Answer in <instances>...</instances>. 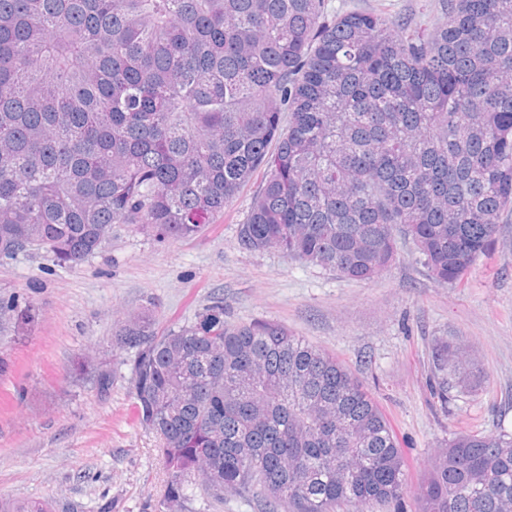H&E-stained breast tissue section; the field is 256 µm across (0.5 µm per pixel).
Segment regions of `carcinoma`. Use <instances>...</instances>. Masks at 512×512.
<instances>
[{
	"instance_id": "obj_1",
	"label": "carcinoma",
	"mask_w": 512,
	"mask_h": 512,
	"mask_svg": "<svg viewBox=\"0 0 512 512\" xmlns=\"http://www.w3.org/2000/svg\"><path fill=\"white\" fill-rule=\"evenodd\" d=\"M262 176L240 229L349 280L414 246L455 283L512 211V0H436L407 22L330 0H0V254L77 265L112 225L198 235ZM21 332L27 303L0 302ZM161 443L163 512L194 487L265 512H512V434L460 429L408 487L385 414L336 355L274 321L112 330ZM460 336L432 348L434 397L474 388ZM3 500L0 512H57Z\"/></svg>"
}]
</instances>
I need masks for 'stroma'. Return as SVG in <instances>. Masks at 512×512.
<instances>
[{
  "mask_svg": "<svg viewBox=\"0 0 512 512\" xmlns=\"http://www.w3.org/2000/svg\"><path fill=\"white\" fill-rule=\"evenodd\" d=\"M256 188L190 239L116 224L79 265L36 253L0 263V299L36 311L25 335H0V496L158 512L167 480L159 443L137 417L133 354L112 346L114 323L144 308L164 328L220 300L229 321H276L335 354L389 418L409 486L457 428L512 432V215L462 282L435 281L408 243L378 277L355 281L243 248ZM450 335L467 339L477 386L443 407L431 391V351ZM101 368L112 373L105 392L95 384Z\"/></svg>",
  "mask_w": 512,
  "mask_h": 512,
  "instance_id": "1",
  "label": "stroma"
}]
</instances>
